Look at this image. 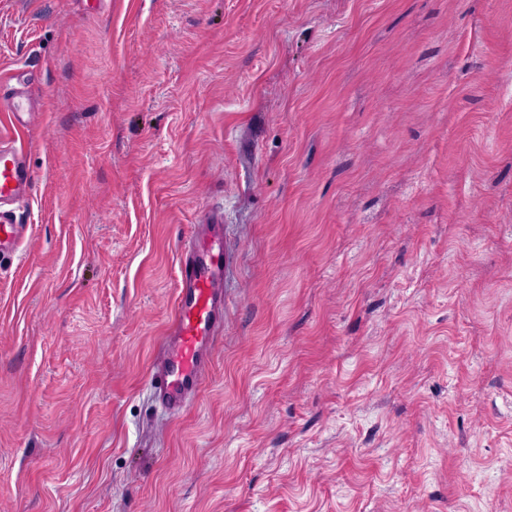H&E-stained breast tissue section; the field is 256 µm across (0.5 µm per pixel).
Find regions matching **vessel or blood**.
<instances>
[{
    "instance_id": "b4317fda",
    "label": "vessel or blood",
    "mask_w": 512,
    "mask_h": 512,
    "mask_svg": "<svg viewBox=\"0 0 512 512\" xmlns=\"http://www.w3.org/2000/svg\"><path fill=\"white\" fill-rule=\"evenodd\" d=\"M35 176L15 139L0 135V262L28 235L14 207L29 197ZM179 276L173 316L149 375L155 400L180 415L205 384L224 331V226L216 217L197 225L178 248Z\"/></svg>"
}]
</instances>
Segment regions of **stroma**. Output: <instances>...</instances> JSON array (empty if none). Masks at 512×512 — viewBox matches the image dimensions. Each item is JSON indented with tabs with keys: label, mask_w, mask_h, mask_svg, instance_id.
Masks as SVG:
<instances>
[{
	"label": "stroma",
	"mask_w": 512,
	"mask_h": 512,
	"mask_svg": "<svg viewBox=\"0 0 512 512\" xmlns=\"http://www.w3.org/2000/svg\"><path fill=\"white\" fill-rule=\"evenodd\" d=\"M36 107L0 512H512V0H0ZM224 220V334L149 367ZM173 316L150 367L153 397L171 415H180L208 377L224 331V226L221 217L197 224L180 243Z\"/></svg>",
	"instance_id": "1"
}]
</instances>
